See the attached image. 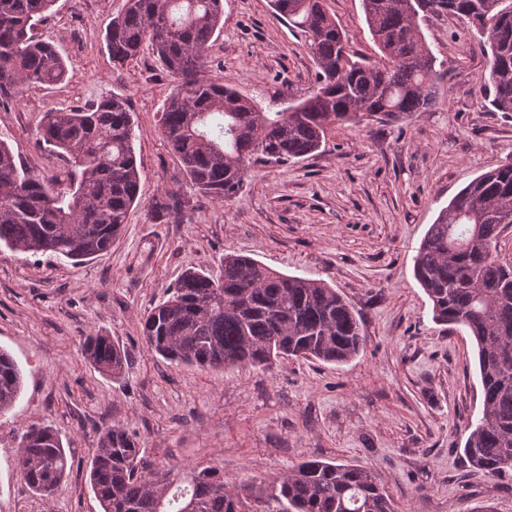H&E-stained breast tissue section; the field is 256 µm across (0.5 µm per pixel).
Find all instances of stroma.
<instances>
[{
	"label": "stroma",
	"mask_w": 512,
	"mask_h": 512,
	"mask_svg": "<svg viewBox=\"0 0 512 512\" xmlns=\"http://www.w3.org/2000/svg\"><path fill=\"white\" fill-rule=\"evenodd\" d=\"M224 26L204 78L235 86L266 111L308 96L316 64L270 0H223ZM126 0H56L37 36L67 65L58 85L0 106V141L32 173L62 160L37 143L44 113L127 99L142 171V202L108 254L80 265L0 249V348L23 374L0 417V512H101L86 464L105 427L136 434L160 466H216L228 483L274 481L317 458L370 467L399 512H512V472L471 468L462 455L481 410L476 346L463 328L434 321L413 272L430 224L480 174L512 160V114L482 91L488 58L476 30L445 11L420 17L436 56V102L404 123L331 128L312 156L253 164L243 188L220 203L187 181L161 127L180 80L144 48L123 65L106 27ZM355 52L376 57L361 0H325ZM178 212L153 218L155 201ZM248 255L287 275L336 288L361 318L365 345L345 364L303 359L269 369H198L153 354L144 313L189 268L216 270ZM102 333L123 348L112 378L80 351ZM52 426L74 466L52 498L33 494L17 459L32 424Z\"/></svg>",
	"instance_id": "stroma-1"
}]
</instances>
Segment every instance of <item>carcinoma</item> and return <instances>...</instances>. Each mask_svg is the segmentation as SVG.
<instances>
[{
  "label": "carcinoma",
  "mask_w": 512,
  "mask_h": 512,
  "mask_svg": "<svg viewBox=\"0 0 512 512\" xmlns=\"http://www.w3.org/2000/svg\"><path fill=\"white\" fill-rule=\"evenodd\" d=\"M53 4L0 0V105L65 79L63 57L34 33ZM273 7L305 37L318 66L314 92L276 112L201 77L223 26L222 0H127L106 30L112 62L122 65L148 45L181 79L162 128L190 183L214 200L232 199L258 160L316 152L335 125L396 123L429 111L436 57L418 30L421 11L446 10L482 34L487 102L512 112V0H362L380 51L374 61L350 49L323 0H273ZM38 143L65 161L64 172L31 175L0 142V244L78 262L110 251L140 193L127 102L114 95L87 109L48 112ZM511 226L508 161L441 210L414 258L433 319L464 327L475 341L482 406L463 453L490 476L512 470V266L494 255ZM141 333L165 359L201 368L269 369L279 357L344 364L364 345L360 317L336 289L235 253L224 255L216 274L187 269L171 296L144 315ZM81 354L104 375L124 371L125 352L109 336L84 337ZM21 391V370L0 349V417ZM19 448L28 487L54 494L71 469L60 436L34 424ZM86 471L102 512H397L367 467L308 459L266 486H235L216 467L161 468L114 426L102 432Z\"/></svg>",
  "instance_id": "obj_1"
}]
</instances>
